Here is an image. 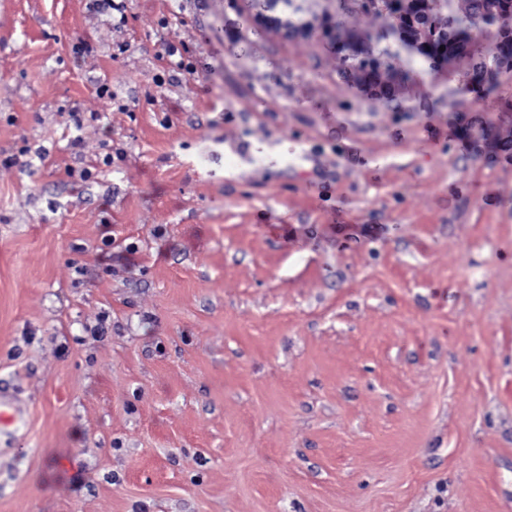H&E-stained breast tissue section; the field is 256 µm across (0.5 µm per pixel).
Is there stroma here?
Masks as SVG:
<instances>
[{
  "label": "stroma",
  "mask_w": 512,
  "mask_h": 512,
  "mask_svg": "<svg viewBox=\"0 0 512 512\" xmlns=\"http://www.w3.org/2000/svg\"><path fill=\"white\" fill-rule=\"evenodd\" d=\"M123 3L0 0V512H512V70Z\"/></svg>",
  "instance_id": "obj_1"
}]
</instances>
